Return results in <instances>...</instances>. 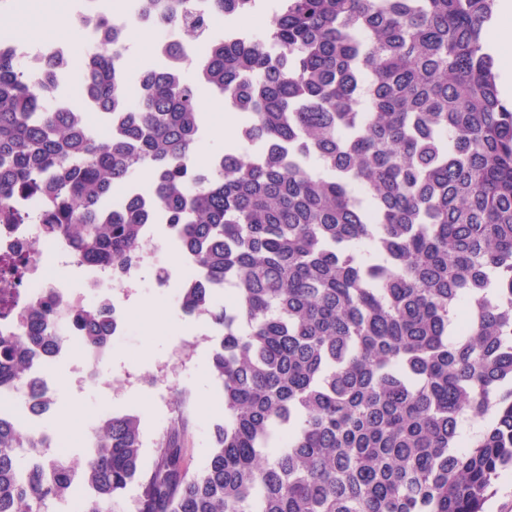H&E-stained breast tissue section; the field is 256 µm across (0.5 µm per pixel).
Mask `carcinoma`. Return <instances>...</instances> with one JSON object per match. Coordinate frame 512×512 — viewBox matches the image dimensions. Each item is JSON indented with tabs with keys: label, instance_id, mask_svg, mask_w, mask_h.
Instances as JSON below:
<instances>
[{
	"label": "carcinoma",
	"instance_id": "obj_1",
	"mask_svg": "<svg viewBox=\"0 0 512 512\" xmlns=\"http://www.w3.org/2000/svg\"><path fill=\"white\" fill-rule=\"evenodd\" d=\"M229 21L197 73L155 60L119 69L117 37L96 45L92 109L47 107L61 79L34 85L0 52V224L43 203V232L79 266L138 267L155 225L192 265L186 315L220 328L210 369L224 391L212 451L190 470L191 421L176 407L152 463L139 417L93 430L84 469L21 461L44 434L0 411V512H46L79 482L84 512H484L512 467V110L499 99L484 29L494 0H212ZM270 4L261 35L231 25ZM131 9L194 38L185 0ZM146 93L128 105L125 80ZM243 116L236 144L205 169L199 90ZM112 211V187L139 193ZM29 261L0 262L20 276ZM229 286L237 302L219 306ZM113 309L61 306L52 290L0 330V392L29 361L83 334L99 361ZM482 428L465 434V417Z\"/></svg>",
	"mask_w": 512,
	"mask_h": 512
}]
</instances>
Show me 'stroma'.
I'll return each mask as SVG.
<instances>
[{
	"instance_id": "35a3bbf8",
	"label": "stroma",
	"mask_w": 512,
	"mask_h": 512,
	"mask_svg": "<svg viewBox=\"0 0 512 512\" xmlns=\"http://www.w3.org/2000/svg\"><path fill=\"white\" fill-rule=\"evenodd\" d=\"M222 97L209 89L198 96L200 112H222ZM223 124L204 126L196 146L194 164L206 166L223 152L238 128V118L222 112ZM182 274L170 277L166 287H157L155 270L143 264L144 282L124 299L126 326L104 358L97 363V377L80 381L76 357L52 365L49 375L55 384L53 412L41 421L59 453L83 461L88 453L83 438L100 422L104 412L139 416L142 429V458L151 462L154 442L167 424L175 394L186 398L192 419L188 455L192 468H200L211 451V433L224 419L222 386L211 373L209 359L220 334L209 318L184 315L178 293L184 276L192 268L182 264ZM70 407L72 418L62 424L60 412Z\"/></svg>"
}]
</instances>
